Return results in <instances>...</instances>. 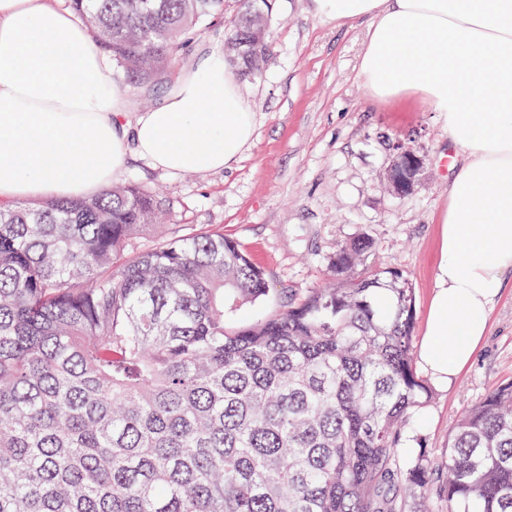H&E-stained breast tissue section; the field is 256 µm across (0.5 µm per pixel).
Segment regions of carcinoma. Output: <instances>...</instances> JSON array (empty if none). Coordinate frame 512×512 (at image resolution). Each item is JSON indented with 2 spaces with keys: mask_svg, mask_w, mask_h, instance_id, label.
<instances>
[{
  "mask_svg": "<svg viewBox=\"0 0 512 512\" xmlns=\"http://www.w3.org/2000/svg\"><path fill=\"white\" fill-rule=\"evenodd\" d=\"M148 95L224 0H69ZM271 0H240L224 54L270 53ZM137 184L0 206V512H512V382L461 416L444 456L410 448L432 390L414 366L413 289L356 275L252 321L268 277L211 230L159 232ZM149 236L143 248L139 239Z\"/></svg>",
  "mask_w": 512,
  "mask_h": 512,
  "instance_id": "1",
  "label": "carcinoma"
}]
</instances>
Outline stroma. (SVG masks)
Returning a JSON list of instances; mask_svg holds the SVG:
<instances>
[{
	"mask_svg": "<svg viewBox=\"0 0 512 512\" xmlns=\"http://www.w3.org/2000/svg\"><path fill=\"white\" fill-rule=\"evenodd\" d=\"M270 30L263 74L241 81L255 130L236 162L210 173L169 175L132 153L117 181L161 192L172 229L223 232L266 272L271 291L243 310L245 320L277 309L283 289L303 294L324 285L337 244L369 234L375 248L368 266L403 272L414 288L412 345L421 347L453 178L448 132L420 97L371 98L359 77L367 22L335 26L315 17L308 0H274ZM399 143L425 163L422 179L404 198L386 178ZM510 380L511 271L472 362L451 385L434 386L411 432L443 456L459 416Z\"/></svg>",
	"mask_w": 512,
	"mask_h": 512,
	"instance_id": "1",
	"label": "stroma"
}]
</instances>
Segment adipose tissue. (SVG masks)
<instances>
[{
	"label": "adipose tissue",
	"instance_id": "ef3b65f1",
	"mask_svg": "<svg viewBox=\"0 0 512 512\" xmlns=\"http://www.w3.org/2000/svg\"><path fill=\"white\" fill-rule=\"evenodd\" d=\"M310 9L338 26L369 21L362 83L380 100L422 97L463 157L419 350L432 380L450 384L486 336L512 269V0H310ZM126 110L90 31L59 0H0V202L97 195L130 142L176 175L224 169L253 139L244 91L214 55L134 123Z\"/></svg>",
	"mask_w": 512,
	"mask_h": 512
}]
</instances>
